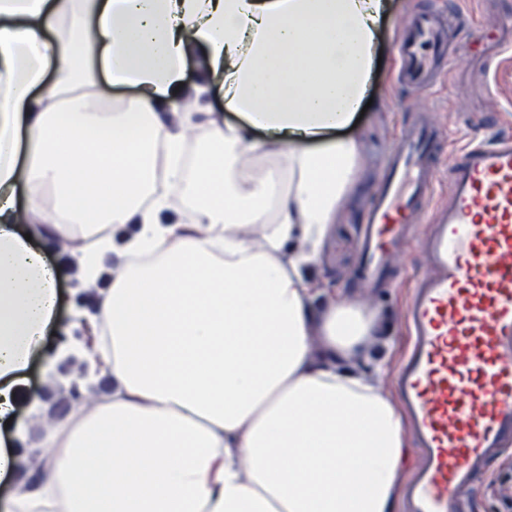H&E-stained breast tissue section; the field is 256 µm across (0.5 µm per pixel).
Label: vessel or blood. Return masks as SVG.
Returning a JSON list of instances; mask_svg holds the SVG:
<instances>
[{
	"mask_svg": "<svg viewBox=\"0 0 512 512\" xmlns=\"http://www.w3.org/2000/svg\"><path fill=\"white\" fill-rule=\"evenodd\" d=\"M445 52L441 21L424 14L399 44L400 79L426 87ZM440 138L428 120L405 129L366 219L361 279L387 274L422 222ZM416 240L427 269L410 284L411 344L396 376L421 450L407 512H472L465 489L512 448V136L462 148L448 202Z\"/></svg>",
	"mask_w": 512,
	"mask_h": 512,
	"instance_id": "vessel-or-blood-1",
	"label": "vessel or blood"
}]
</instances>
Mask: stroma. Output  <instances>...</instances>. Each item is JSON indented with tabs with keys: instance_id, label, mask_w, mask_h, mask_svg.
Segmentation results:
<instances>
[{
	"instance_id": "stroma-1",
	"label": "stroma",
	"mask_w": 512,
	"mask_h": 512,
	"mask_svg": "<svg viewBox=\"0 0 512 512\" xmlns=\"http://www.w3.org/2000/svg\"><path fill=\"white\" fill-rule=\"evenodd\" d=\"M423 9L445 13L452 25L454 61L444 66L434 83L416 90L397 78V31L400 23ZM501 26L512 27V0H391L377 53L381 59L369 90L371 106L355 116L352 124L340 130L343 138H353L359 147V167L355 179L336 211L331 229L323 242L312 272L330 281L338 296L366 303L375 313L379 334L368 340L360 360L361 372H369L376 360H386L387 370L379 384L385 393L393 391V377L407 343L402 308L408 296L407 284L423 273L425 263L416 243H409L397 259L399 275L394 287L373 288L355 285L352 275L358 265L359 244L364 219L373 193L397 148L404 127L421 116H428L441 127L444 137L434 156L437 185L434 204L448 198V169L458 148L475 132L480 113H493L485 138L512 135V48L490 62H482L484 42L493 40ZM82 287L62 280L59 288L57 331L45 337L43 350L25 372L26 386L18 399V415L27 423L19 440L17 456L47 457L45 434L61 413H74L69 401L73 368H60L56 359L61 336L79 328L84 312L77 306ZM473 496L476 512H512V455L492 462L488 473L476 485Z\"/></svg>"
}]
</instances>
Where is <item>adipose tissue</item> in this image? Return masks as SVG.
I'll use <instances>...</instances> for the list:
<instances>
[{
	"label": "adipose tissue",
	"instance_id": "ef3b65f1",
	"mask_svg": "<svg viewBox=\"0 0 512 512\" xmlns=\"http://www.w3.org/2000/svg\"><path fill=\"white\" fill-rule=\"evenodd\" d=\"M389 10L0 0V483L22 372L60 323L63 269L40 241H75L84 283L112 271L96 305L110 392L48 431L39 488L0 512H395L402 416L341 367L376 317L310 271L357 144L301 145L360 110ZM198 51L204 82L184 86ZM213 84L266 139L207 111ZM175 196L191 202L177 219ZM121 224L136 230L117 250Z\"/></svg>",
	"mask_w": 512,
	"mask_h": 512
}]
</instances>
